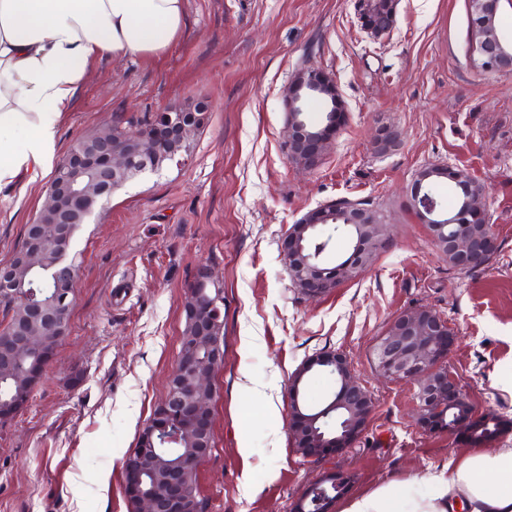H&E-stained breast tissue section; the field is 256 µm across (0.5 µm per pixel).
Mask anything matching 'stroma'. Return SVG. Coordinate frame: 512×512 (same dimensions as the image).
I'll return each mask as SVG.
<instances>
[{"label":"stroma","instance_id":"35a3bbf8","mask_svg":"<svg viewBox=\"0 0 512 512\" xmlns=\"http://www.w3.org/2000/svg\"><path fill=\"white\" fill-rule=\"evenodd\" d=\"M395 11L376 36L359 0H187L164 54L92 65L59 121L56 158L98 128L135 130L176 103L207 98L210 118L188 153L115 191L79 230L68 330L26 405L0 420V512H128L123 460L165 395L203 267L224 286L214 448L198 472L207 512H291L325 472L350 476L353 495L471 449L459 434L422 431L416 385L378 371L377 341L416 307L446 319L448 368L477 415L504 420L494 447L512 442V73L473 64L468 0H396ZM306 66L335 78L344 109L312 169L286 146L285 94ZM383 129L395 136L387 150ZM430 165L485 186L487 267L457 272L414 218L410 188ZM48 183L33 167L0 189V265ZM340 199L371 203L389 238L370 269L311 298L294 287L281 243ZM325 349L348 357L375 410L354 447L314 463L289 433L288 385Z\"/></svg>","mask_w":512,"mask_h":512}]
</instances>
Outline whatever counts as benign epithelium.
Listing matches in <instances>:
<instances>
[{
	"label": "benign epithelium",
	"instance_id": "benign-epithelium-1",
	"mask_svg": "<svg viewBox=\"0 0 512 512\" xmlns=\"http://www.w3.org/2000/svg\"><path fill=\"white\" fill-rule=\"evenodd\" d=\"M473 19L472 40L476 66L488 72H512V53L502 45L497 27L490 23L486 14H499L503 4L512 8V0H469ZM365 27L374 33L389 31L395 16L376 21L361 10ZM329 88L338 93L334 80L322 69L309 67L297 74L286 94L288 104V152L290 158L307 168H314L321 161L330 140L336 132L337 122L314 134L300 118L297 105L309 88L319 91ZM210 112L206 98L193 105L177 104L162 112L148 127V132L126 130L116 125L106 126L96 132L89 143L70 149L65 156L66 176L56 184H50L55 197V210L48 221L37 220L36 237L43 244H52L67 252L63 244L68 237L63 235L62 225L75 224L81 218L90 217L103 206L102 198L112 195L116 186L112 182L131 170H141L160 155L165 143L176 141L181 146L190 145L191 134L200 129ZM485 193L469 194L461 215L465 224H487L483 198ZM336 202L323 204L307 213L292 225L282 242L286 260L302 258L306 273L300 281L302 291L312 297L329 292L334 285L366 270L361 255L367 250L364 242L357 244L352 259L344 264L325 269L321 256L328 241L314 244L311 254L304 255L305 233L319 226L318 216ZM412 209L421 224H432L438 215L437 201L429 192L414 189ZM348 225L359 229L376 228L382 237L388 236V225L372 224L371 212L355 205L351 208ZM495 239L491 234L483 237L459 231L448 237V247H439L438 252L453 254L457 269L466 271L486 266L492 256ZM11 265L0 267V281H9L11 293L28 307L32 319L38 324L34 332L12 334L4 346H0V367L7 369L14 361H33L31 376L36 378L43 371L49 356L43 351L42 341L46 329L65 336L59 326L55 310L50 308L36 287L27 288L11 279ZM185 310L197 322L213 332L224 326V289L209 269L200 271L194 288L190 292ZM452 345L447 322L436 312L427 308L404 311L390 324L375 347V357L382 377L401 379L417 386V423L429 433H442L438 424V412L444 400L461 404L468 413L457 419L454 431L471 432L477 416L469 400L460 389L454 376L448 372L445 359ZM223 347L216 345L208 361L197 366L196 357L190 351L180 353L176 367L169 375L168 388L161 401L164 408H172L166 420L158 421L149 429V438L154 444L178 439L179 430L190 427L203 434L204 448L200 460H205L212 450L211 402L209 391L213 389L212 377L222 365ZM306 364L332 370L339 382L336 408L347 417L343 432L326 437L315 430L317 418L306 414L298 401L299 382L291 381L288 387V428L292 437L299 441L300 453L315 461L324 460L351 448L362 438L366 425L374 410L371 394L355 380L346 355L335 350H323L306 360ZM125 492L137 496L136 512H181L187 492L176 475L167 476L162 488L156 492H143L140 472L124 471ZM350 478L342 473L323 476L310 484L294 503L292 512H306L309 499L327 487L340 493L347 490Z\"/></svg>",
	"mask_w": 512,
	"mask_h": 512
}]
</instances>
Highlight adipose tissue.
Here are the masks:
<instances>
[{
    "instance_id": "ef3b65f1",
    "label": "adipose tissue",
    "mask_w": 512,
    "mask_h": 512,
    "mask_svg": "<svg viewBox=\"0 0 512 512\" xmlns=\"http://www.w3.org/2000/svg\"><path fill=\"white\" fill-rule=\"evenodd\" d=\"M187 0H0V187L50 173L57 124L92 63L152 58L180 37ZM340 512H512V448L347 499Z\"/></svg>"
}]
</instances>
